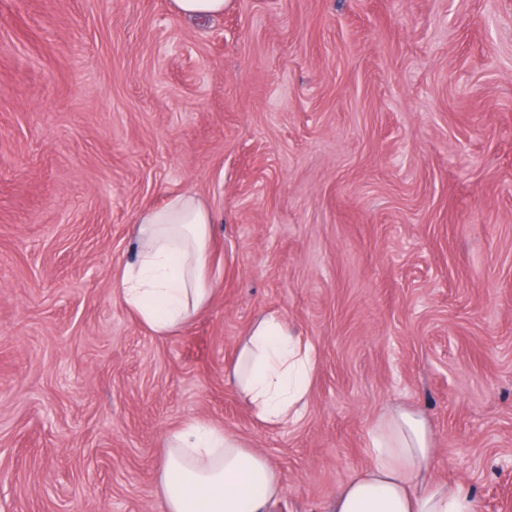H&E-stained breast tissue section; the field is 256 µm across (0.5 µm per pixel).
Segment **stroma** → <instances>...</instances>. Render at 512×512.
I'll return each instance as SVG.
<instances>
[{
  "label": "stroma",
  "instance_id": "35a3bbf8",
  "mask_svg": "<svg viewBox=\"0 0 512 512\" xmlns=\"http://www.w3.org/2000/svg\"><path fill=\"white\" fill-rule=\"evenodd\" d=\"M173 191L214 293L158 336L113 278ZM266 314L315 354L284 427L227 375ZM400 406L512 512V0H0V512H163L190 419L331 512ZM226 0H173L176 12L185 18L221 16Z\"/></svg>",
  "mask_w": 512,
  "mask_h": 512
}]
</instances>
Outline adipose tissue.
Returning a JSON list of instances; mask_svg holds the SVG:
<instances>
[{"instance_id": "adipose-tissue-1", "label": "adipose tissue", "mask_w": 512, "mask_h": 512, "mask_svg": "<svg viewBox=\"0 0 512 512\" xmlns=\"http://www.w3.org/2000/svg\"><path fill=\"white\" fill-rule=\"evenodd\" d=\"M211 224L205 204L188 192L140 215L137 259L114 285L152 333H175L209 304ZM313 369L311 346L266 315L240 340L230 380L257 419L285 426L307 401ZM431 459L425 418L402 407L387 412L370 433L368 468L339 490L332 512H473L465 486L430 478ZM159 481L165 512H271L283 492L264 454L198 419L167 434Z\"/></svg>"}]
</instances>
